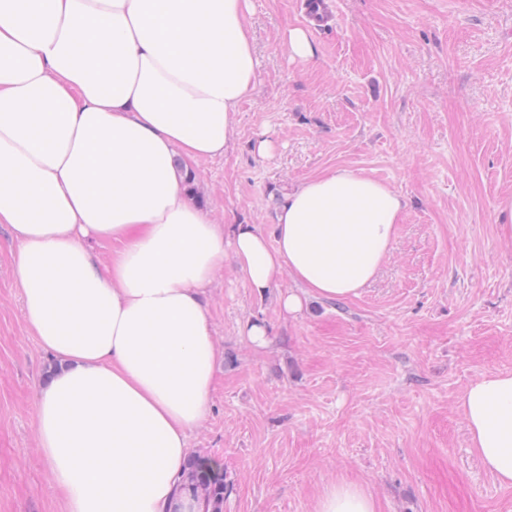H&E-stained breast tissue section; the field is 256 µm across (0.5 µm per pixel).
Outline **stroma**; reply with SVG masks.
<instances>
[{
    "instance_id": "stroma-1",
    "label": "stroma",
    "mask_w": 512,
    "mask_h": 512,
    "mask_svg": "<svg viewBox=\"0 0 512 512\" xmlns=\"http://www.w3.org/2000/svg\"><path fill=\"white\" fill-rule=\"evenodd\" d=\"M304 2L252 0L256 91L229 152L191 166L202 207L269 234L278 193L340 167L408 207L361 297L294 318L277 304L289 277L257 294L225 254L206 296L217 381L189 446L223 460L222 512H313L339 478L378 512H512L460 409L471 383L512 371V237L496 220L512 192V0H327L319 24ZM295 26L314 58L290 52ZM13 252L0 229V512H59L35 435L55 360L26 328ZM250 318L266 348L242 335Z\"/></svg>"
}]
</instances>
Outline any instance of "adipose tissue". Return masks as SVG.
Returning <instances> with one entry per match:
<instances>
[{
  "mask_svg": "<svg viewBox=\"0 0 512 512\" xmlns=\"http://www.w3.org/2000/svg\"><path fill=\"white\" fill-rule=\"evenodd\" d=\"M251 0H0V227L29 332L57 365L35 420L61 512H213L189 468L217 348L204 292L225 251L279 306L355 299L407 202L349 168L280 201L274 232L229 227L187 197L182 163L227 153L259 61ZM110 245L101 256L94 244ZM471 447L512 486V372L460 402ZM313 512H376L327 484Z\"/></svg>",
  "mask_w": 512,
  "mask_h": 512,
  "instance_id": "adipose-tissue-1",
  "label": "adipose tissue"
}]
</instances>
